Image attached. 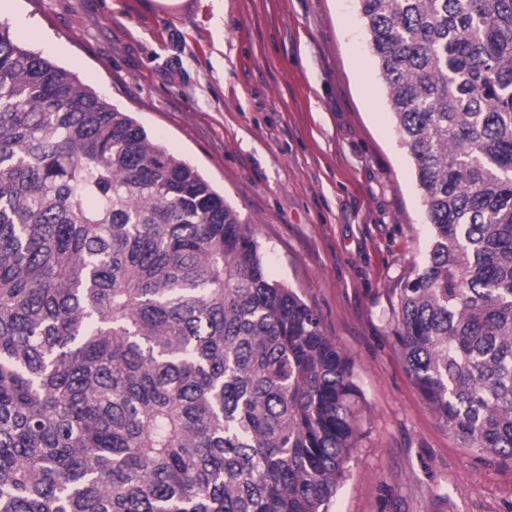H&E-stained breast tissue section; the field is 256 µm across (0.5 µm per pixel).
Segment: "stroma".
Masks as SVG:
<instances>
[{
    "mask_svg": "<svg viewBox=\"0 0 512 512\" xmlns=\"http://www.w3.org/2000/svg\"><path fill=\"white\" fill-rule=\"evenodd\" d=\"M0 22L223 191L354 359L360 435L330 512H512V464L461 447L394 338L430 228L357 0H0Z\"/></svg>",
    "mask_w": 512,
    "mask_h": 512,
    "instance_id": "1",
    "label": "stroma"
}]
</instances>
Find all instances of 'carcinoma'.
Listing matches in <instances>:
<instances>
[{
    "mask_svg": "<svg viewBox=\"0 0 512 512\" xmlns=\"http://www.w3.org/2000/svg\"><path fill=\"white\" fill-rule=\"evenodd\" d=\"M431 239L395 339L512 461V0H358ZM354 360L251 225L0 23V512H329Z\"/></svg>",
    "mask_w": 512,
    "mask_h": 512,
    "instance_id": "carcinoma-1",
    "label": "carcinoma"
}]
</instances>
